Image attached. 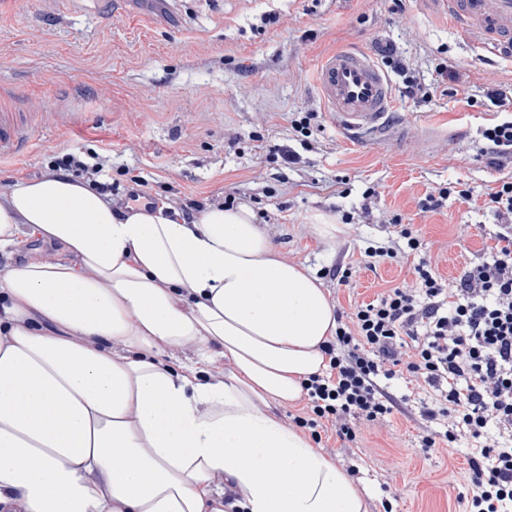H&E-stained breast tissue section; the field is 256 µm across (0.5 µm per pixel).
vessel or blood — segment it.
<instances>
[{
	"label": "vessel or blood",
	"instance_id": "obj_1",
	"mask_svg": "<svg viewBox=\"0 0 512 512\" xmlns=\"http://www.w3.org/2000/svg\"><path fill=\"white\" fill-rule=\"evenodd\" d=\"M469 36L476 50L512 59V0H419ZM318 94L342 129L374 133L392 103L385 72L366 53L339 49L315 66Z\"/></svg>",
	"mask_w": 512,
	"mask_h": 512
}]
</instances>
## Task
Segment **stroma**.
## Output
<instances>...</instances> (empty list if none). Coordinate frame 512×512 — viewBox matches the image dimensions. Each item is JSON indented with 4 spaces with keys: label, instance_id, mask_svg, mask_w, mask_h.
<instances>
[{
    "label": "stroma",
    "instance_id": "stroma-1",
    "mask_svg": "<svg viewBox=\"0 0 512 512\" xmlns=\"http://www.w3.org/2000/svg\"><path fill=\"white\" fill-rule=\"evenodd\" d=\"M276 15L264 26L260 17ZM392 42L416 62L422 82L435 84L425 105L395 96L390 126L403 137L350 141L314 86L317 60L354 47L375 53ZM455 74L437 80L435 67ZM512 85V61L479 57L447 20L418 11L414 0H0V110L24 130L16 153L0 156V196L19 181L50 173L68 152L99 157V176L114 202L139 176L156 202L179 207L193 196L249 203L283 254L323 277L329 299L347 310L399 284V265L368 267L369 242L391 236L383 215L415 224L424 257L454 287L464 267L483 261L496 221L485 191L500 173L480 152L481 128L498 112L486 97L493 84ZM322 113L317 145L296 163L274 159L288 142L298 112ZM468 183L472 204L448 201L437 212L417 207L429 187ZM377 186L376 198L364 192ZM319 212L352 216L343 234L319 238ZM352 264V287L327 279L336 264ZM400 412L361 428L365 460L358 484L368 512H379L389 483L395 512H465L472 446L422 452L424 389L405 393Z\"/></svg>",
    "mask_w": 512,
    "mask_h": 512
}]
</instances>
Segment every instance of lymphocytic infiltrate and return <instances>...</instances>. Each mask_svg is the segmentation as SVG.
Here are the masks:
<instances>
[{"label":"lymphocytic infiltrate","mask_w":512,"mask_h":512,"mask_svg":"<svg viewBox=\"0 0 512 512\" xmlns=\"http://www.w3.org/2000/svg\"><path fill=\"white\" fill-rule=\"evenodd\" d=\"M376 51L401 77L404 98L432 100L397 45ZM480 136L491 168L512 167V116L484 127ZM486 206L499 224L494 244L453 291H445L431 262L420 258L419 229L401 218H394L396 232L385 243L365 248L368 265H406L407 279L371 302L337 311L336 334L325 347L328 369L306 383V412L295 422L314 440L331 433L349 448L360 425L394 413L384 382L430 388L422 415L431 427L421 448L461 436L479 441L467 458L469 512H512V176L497 179Z\"/></svg>","instance_id":"1"}]
</instances>
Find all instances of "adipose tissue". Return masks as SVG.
<instances>
[{"instance_id":"obj_1","label":"adipose tissue","mask_w":512,"mask_h":512,"mask_svg":"<svg viewBox=\"0 0 512 512\" xmlns=\"http://www.w3.org/2000/svg\"><path fill=\"white\" fill-rule=\"evenodd\" d=\"M25 236L64 254L0 266V512H367L277 413L336 308L250 204L186 221L52 173L0 200V252Z\"/></svg>"}]
</instances>
